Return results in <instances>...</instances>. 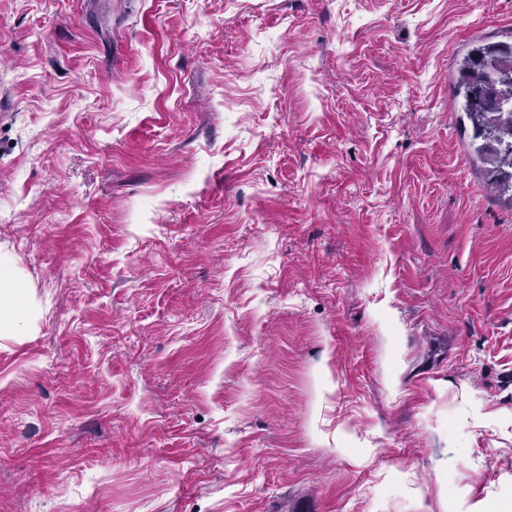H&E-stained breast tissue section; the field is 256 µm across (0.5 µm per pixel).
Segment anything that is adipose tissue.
I'll use <instances>...</instances> for the list:
<instances>
[{"mask_svg": "<svg viewBox=\"0 0 512 512\" xmlns=\"http://www.w3.org/2000/svg\"><path fill=\"white\" fill-rule=\"evenodd\" d=\"M39 317L38 304L13 261L0 256V339L24 336Z\"/></svg>", "mask_w": 512, "mask_h": 512, "instance_id": "adipose-tissue-1", "label": "adipose tissue"}]
</instances>
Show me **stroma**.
Wrapping results in <instances>:
<instances>
[{
	"label": "stroma",
	"instance_id": "35a3bbf8",
	"mask_svg": "<svg viewBox=\"0 0 512 512\" xmlns=\"http://www.w3.org/2000/svg\"><path fill=\"white\" fill-rule=\"evenodd\" d=\"M481 39L512 0H0V512L512 502ZM39 317L38 304L13 261L0 256V339H19Z\"/></svg>",
	"mask_w": 512,
	"mask_h": 512
}]
</instances>
